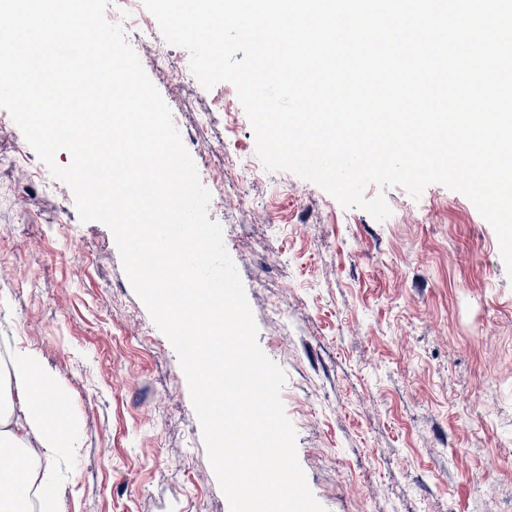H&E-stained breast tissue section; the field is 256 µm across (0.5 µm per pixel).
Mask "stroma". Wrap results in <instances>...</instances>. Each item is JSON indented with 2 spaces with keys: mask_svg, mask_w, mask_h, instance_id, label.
Masks as SVG:
<instances>
[{
  "mask_svg": "<svg viewBox=\"0 0 512 512\" xmlns=\"http://www.w3.org/2000/svg\"><path fill=\"white\" fill-rule=\"evenodd\" d=\"M245 287L297 457L326 512H512V281L463 194L384 195L376 221L265 170L235 87L180 80L138 43ZM55 382L76 451L39 458L57 512H229L177 354L110 229L81 222L0 108V350Z\"/></svg>",
  "mask_w": 512,
  "mask_h": 512,
  "instance_id": "obj_1",
  "label": "stroma"
}]
</instances>
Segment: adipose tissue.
Listing matches in <instances>:
<instances>
[{"label":"adipose tissue","mask_w":512,"mask_h":512,"mask_svg":"<svg viewBox=\"0 0 512 512\" xmlns=\"http://www.w3.org/2000/svg\"><path fill=\"white\" fill-rule=\"evenodd\" d=\"M0 380V512H20L31 486H38L45 506H52L54 489L37 481L28 454L30 440H38L45 456L67 446L71 432L60 412L54 411L56 394L34 357L24 351L11 355Z\"/></svg>","instance_id":"obj_1"}]
</instances>
